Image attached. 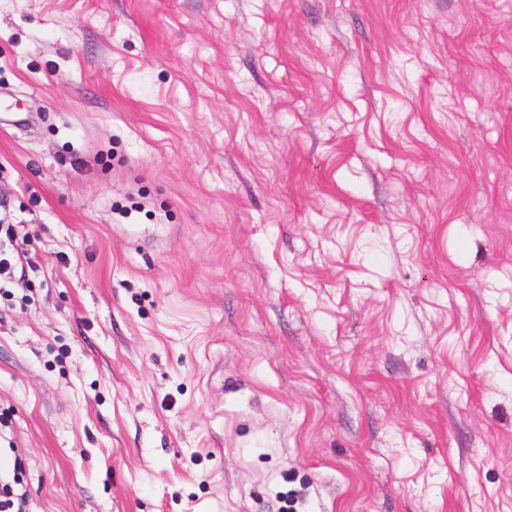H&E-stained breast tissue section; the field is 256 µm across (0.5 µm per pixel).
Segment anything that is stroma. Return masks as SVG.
I'll return each instance as SVG.
<instances>
[{"label": "stroma", "instance_id": "35a3bbf8", "mask_svg": "<svg viewBox=\"0 0 512 512\" xmlns=\"http://www.w3.org/2000/svg\"><path fill=\"white\" fill-rule=\"evenodd\" d=\"M1 224L28 512H512V0H0Z\"/></svg>", "mask_w": 512, "mask_h": 512}]
</instances>
